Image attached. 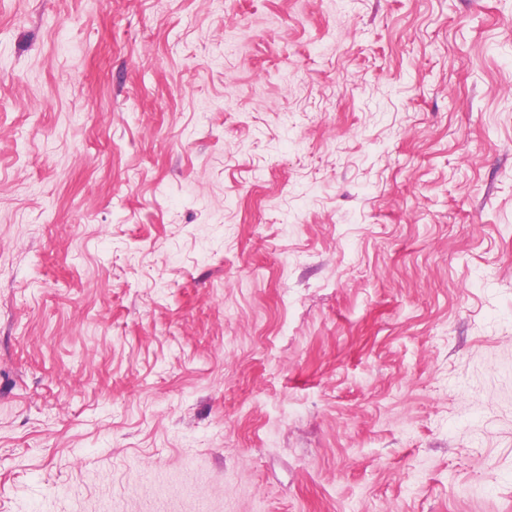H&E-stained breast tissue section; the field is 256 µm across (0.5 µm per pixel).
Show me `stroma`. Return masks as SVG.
<instances>
[{
    "mask_svg": "<svg viewBox=\"0 0 512 512\" xmlns=\"http://www.w3.org/2000/svg\"><path fill=\"white\" fill-rule=\"evenodd\" d=\"M0 512H512V0H0Z\"/></svg>",
    "mask_w": 512,
    "mask_h": 512,
    "instance_id": "1",
    "label": "stroma"
}]
</instances>
